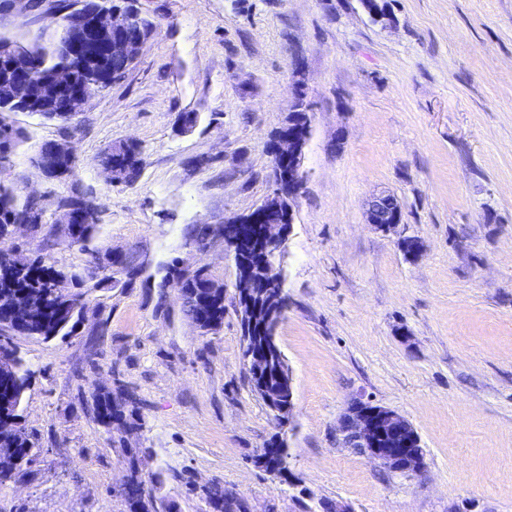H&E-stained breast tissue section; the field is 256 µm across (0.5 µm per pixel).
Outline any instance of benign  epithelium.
<instances>
[{
  "label": "benign epithelium",
  "mask_w": 512,
  "mask_h": 512,
  "mask_svg": "<svg viewBox=\"0 0 512 512\" xmlns=\"http://www.w3.org/2000/svg\"><path fill=\"white\" fill-rule=\"evenodd\" d=\"M138 0H127V6L109 7L101 0H79V5L67 9L60 19V42L75 67L50 72L37 83L32 82L28 67L13 60L10 48L0 44V97L18 112L45 108L75 116L71 104L75 100L89 102L98 91L124 77L115 71L119 60L136 62L145 39L138 25L142 13L135 7ZM370 18L382 24L390 22L384 0H360ZM311 135L310 119L304 125L284 130L272 147V172L275 181L273 195L294 198L304 183L302 158ZM277 211L278 216L267 220ZM271 209L265 201L252 212L235 217L217 229L226 236L231 226L237 236L226 243L237 271L236 299L240 317L257 314L255 299L261 298L262 316L272 328L271 341H276V329L284 315L286 297L277 259L285 252L294 213L291 206ZM367 221L376 230L389 233L402 224V209L392 193H380L367 204ZM281 386L269 393L273 412L287 421L295 407L291 371L280 372ZM341 432L353 447L369 459L381 462L388 469L407 475H419L424 470L421 440L412 424L400 414L369 401L350 404L342 419Z\"/></svg>",
  "instance_id": "benign-epithelium-1"
}]
</instances>
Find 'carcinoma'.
Wrapping results in <instances>:
<instances>
[{"mask_svg":"<svg viewBox=\"0 0 512 512\" xmlns=\"http://www.w3.org/2000/svg\"><path fill=\"white\" fill-rule=\"evenodd\" d=\"M14 44L18 50L16 61L20 64L30 61L37 77L62 64V58L54 43L47 46L39 43L23 44L16 40ZM12 113L13 110L0 107V168L10 162L13 150L22 137V131L14 127L10 120ZM36 162L54 179L71 176L77 165L74 160L41 151L37 153ZM101 163L107 169L120 166L125 173L124 184L132 186L141 176L146 161L139 147L132 145L120 153L108 149L103 154ZM59 204L90 214V222L70 224L63 229V233L70 245L80 247L93 257L99 255V250L89 248L98 228V208L94 201L76 193L61 198ZM21 213L30 218L33 226L42 224L41 208L31 203L20 205L14 189L0 183V239L9 236L13 219ZM84 282L85 276L58 268L48 254L39 256L24 266H18L13 261V254L1 250L0 317L9 321V325L0 326V338H4L15 352L17 347L12 345L14 336L49 341L56 338L64 340L74 335L87 306V292L82 290ZM19 290L30 291L41 298L38 312L31 317L9 312L10 304L4 302L5 298ZM241 330L242 358L245 359L250 350L263 347L268 336L252 333L249 325L245 323L241 324ZM29 378L30 370L25 360L19 356L8 380L0 379V403L7 410L3 433L12 437L14 442L12 456H0V483L24 478L28 474V465L41 452V448L24 426L21 414V404ZM130 402L132 409L127 414L123 406L112 404L110 395H101L91 403V410L96 420L105 427L115 423L128 430H135L140 427V414L136 399L132 397ZM122 495L128 505L135 506L131 512H156V503L147 481L135 467L130 468Z\"/></svg>","mask_w":512,"mask_h":512,"instance_id":"cac0c4a2","label":"carcinoma"}]
</instances>
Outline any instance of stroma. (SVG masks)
<instances>
[{
    "label": "stroma",
    "instance_id": "stroma-1",
    "mask_svg": "<svg viewBox=\"0 0 512 512\" xmlns=\"http://www.w3.org/2000/svg\"><path fill=\"white\" fill-rule=\"evenodd\" d=\"M58 0L21 15L0 7V35L52 44ZM381 25L359 0H139L153 29L139 60L75 120L15 113L23 141L0 169L39 230L0 248L51 254L85 271L89 254L57 225L58 202L99 206L94 240L140 266L89 291L74 336L14 337L31 378L21 405L41 447L21 483L0 486V512H127L136 461L163 512H212L206 491L232 490L250 512H512V0H389ZM312 106L305 182L281 259L285 314L276 342L293 372L295 408L278 426L241 358L237 273L222 237L199 252L190 231L249 213L273 189L268 146L293 87ZM198 121L181 130V113ZM67 139L64 180L36 164L42 142ZM137 144L131 187L99 159ZM394 193L403 222L383 233L365 204ZM420 239L414 258L398 246ZM202 268L223 282L224 325L198 332L177 280L161 266ZM135 396L141 427L100 425L94 393ZM405 417L425 471L389 470L345 446L353 400ZM289 472L258 466L272 437Z\"/></svg>",
    "mask_w": 512,
    "mask_h": 512
}]
</instances>
